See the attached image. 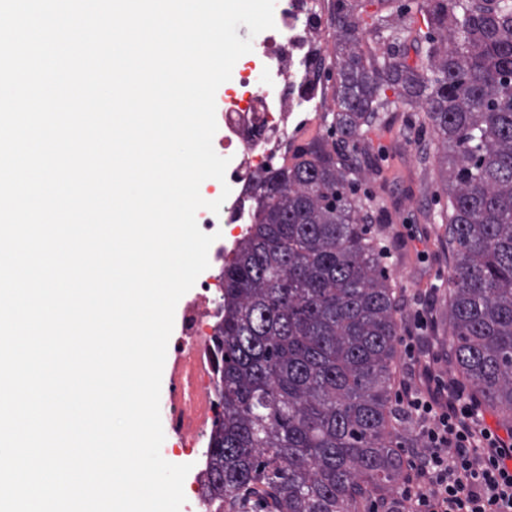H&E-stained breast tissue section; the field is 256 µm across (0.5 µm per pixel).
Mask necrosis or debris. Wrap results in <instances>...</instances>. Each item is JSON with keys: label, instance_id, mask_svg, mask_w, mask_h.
<instances>
[{"label": "necrosis or debris", "instance_id": "obj_1", "mask_svg": "<svg viewBox=\"0 0 512 512\" xmlns=\"http://www.w3.org/2000/svg\"><path fill=\"white\" fill-rule=\"evenodd\" d=\"M324 15L323 0H285L274 15V28L252 41L260 80L239 71L240 93L224 104V135L215 148L230 160L225 174L230 194L221 211L196 213L199 228L215 237L208 251L211 271L197 283L189 328L178 342L191 352L194 395L169 412L170 424L196 453L210 443L208 423L215 418L219 385L212 341L223 318L224 282L214 270L249 228L260 172L285 155L327 109L320 79Z\"/></svg>", "mask_w": 512, "mask_h": 512}]
</instances>
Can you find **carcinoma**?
<instances>
[{
	"mask_svg": "<svg viewBox=\"0 0 512 512\" xmlns=\"http://www.w3.org/2000/svg\"><path fill=\"white\" fill-rule=\"evenodd\" d=\"M425 63L400 52L404 13L360 38L336 0V111L347 143L419 107L446 150L452 367L512 431V0H427ZM395 91L380 97L381 86ZM360 171L316 139L263 171L248 236L224 261L214 337L221 386L207 466L230 512H358L392 503L402 472L392 421L398 315L355 199Z\"/></svg>",
	"mask_w": 512,
	"mask_h": 512,
	"instance_id": "obj_1",
	"label": "carcinoma"
}]
</instances>
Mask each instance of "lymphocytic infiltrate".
Masks as SVG:
<instances>
[{
  "label": "lymphocytic infiltrate",
  "mask_w": 512,
  "mask_h": 512,
  "mask_svg": "<svg viewBox=\"0 0 512 512\" xmlns=\"http://www.w3.org/2000/svg\"><path fill=\"white\" fill-rule=\"evenodd\" d=\"M406 400L426 448L409 464L401 499L414 512H512V434L486 426L473 397L453 381L435 379Z\"/></svg>",
  "instance_id": "f902f5d3"
}]
</instances>
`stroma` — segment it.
I'll return each mask as SVG.
<instances>
[{"mask_svg": "<svg viewBox=\"0 0 512 512\" xmlns=\"http://www.w3.org/2000/svg\"><path fill=\"white\" fill-rule=\"evenodd\" d=\"M438 144L420 109L398 111L394 123L365 131L346 145L350 163L361 168L357 188L364 205L360 216L387 256L383 264L403 313L396 342L393 395L418 382V367L403 352V339L418 336L419 355L440 373H448V276L451 256L442 244L448 196L435 160ZM428 329L418 332L417 315Z\"/></svg>", "mask_w": 512, "mask_h": 512, "instance_id": "obj_1", "label": "stroma"}]
</instances>
